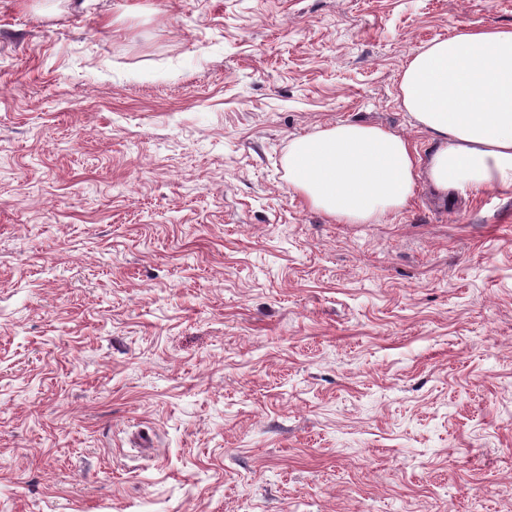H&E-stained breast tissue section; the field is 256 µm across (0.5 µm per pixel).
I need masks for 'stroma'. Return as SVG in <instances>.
Here are the masks:
<instances>
[{
  "label": "stroma",
  "mask_w": 512,
  "mask_h": 512,
  "mask_svg": "<svg viewBox=\"0 0 512 512\" xmlns=\"http://www.w3.org/2000/svg\"><path fill=\"white\" fill-rule=\"evenodd\" d=\"M512 0H0V512H512V187L368 224L296 137Z\"/></svg>",
  "instance_id": "obj_1"
}]
</instances>
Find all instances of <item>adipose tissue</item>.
Segmentation results:
<instances>
[{
    "instance_id": "1",
    "label": "adipose tissue",
    "mask_w": 512,
    "mask_h": 512,
    "mask_svg": "<svg viewBox=\"0 0 512 512\" xmlns=\"http://www.w3.org/2000/svg\"><path fill=\"white\" fill-rule=\"evenodd\" d=\"M400 88L406 111L437 142L427 159L387 128L339 122L292 141L294 190L336 221L362 224L405 207L422 176L443 193L512 186V28L430 42Z\"/></svg>"
}]
</instances>
